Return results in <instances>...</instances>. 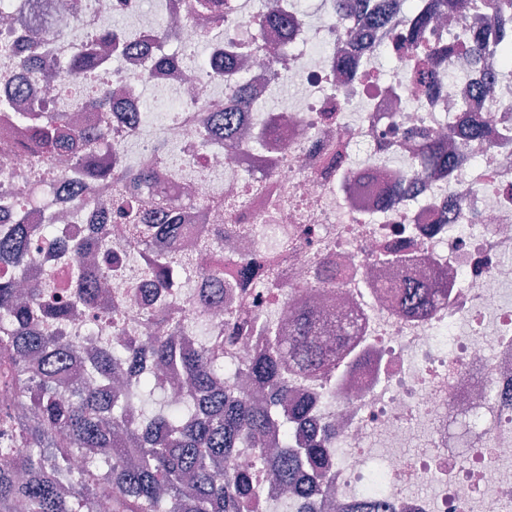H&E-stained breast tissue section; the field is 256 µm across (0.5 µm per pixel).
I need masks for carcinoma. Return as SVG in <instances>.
<instances>
[{
	"mask_svg": "<svg viewBox=\"0 0 512 512\" xmlns=\"http://www.w3.org/2000/svg\"><path fill=\"white\" fill-rule=\"evenodd\" d=\"M486 11L501 38H512V0H475ZM457 0H433L416 14L424 27L436 12H454ZM395 45L417 56L418 69L426 73L439 63L434 53L422 54L401 38ZM89 59L73 61L66 72L69 81L82 84L91 74ZM28 135L15 148L28 154L31 168L47 171L55 157L69 146L77 155V172L85 186L108 180L115 200L101 211L102 224L89 237L61 238L55 224L45 225L49 246L76 261L74 293L67 300L46 294L34 279L29 300L18 301L11 267L27 258L28 238L23 224L0 229V390L11 400L0 409V456L12 466L0 469V512H93L97 501H109L112 512H246L259 493L253 472L234 466L237 452L248 446L257 451L258 465L271 471L278 482L299 496L305 490L300 477L320 476L332 442L312 441L303 448L288 444V427L296 421L284 404L288 397V371L293 364L314 372L335 361L334 352L321 342L319 328L308 315L297 318L290 336L279 328H266L269 348L248 366L251 375L271 385L273 402L255 404L247 395L224 387V349L233 347L241 330L234 320L225 323L224 335L206 340L196 349L183 347L174 334L152 333L170 321L169 312L148 309L144 313L146 335L139 339L117 337L95 348L89 372L95 384L79 381L68 395L57 396L62 373L75 369L81 343L55 333L35 331L40 323L63 321L79 309L99 307L98 288L112 267L102 269L82 262L110 244L112 222L123 224L138 252L149 249V237L167 225L148 226L147 212L128 195V187L149 179V174L129 166L101 169L86 153L109 137V128L89 134L73 125L66 112H27ZM219 118L217 129L224 139L239 135L231 113L207 112L204 122ZM8 144L3 151L14 148ZM422 149L431 163L450 164L448 151L436 142ZM181 252L156 253L143 264L145 275L156 278L159 288L171 287L170 269L184 265ZM427 286L415 282L404 293L414 310L428 304ZM162 363L187 379L197 399L182 405L167 404L159 413L130 417L125 404L141 406L144 394L158 389L145 372V364ZM136 372L134 389L126 393L112 386V374ZM282 433V447L275 455L263 451L264 436L272 429ZM80 453L84 468L76 475L72 457Z\"/></svg>",
	"mask_w": 512,
	"mask_h": 512,
	"instance_id": "carcinoma-1",
	"label": "carcinoma"
}]
</instances>
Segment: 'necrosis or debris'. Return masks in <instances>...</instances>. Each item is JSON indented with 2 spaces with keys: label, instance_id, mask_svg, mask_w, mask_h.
I'll return each instance as SVG.
<instances>
[{
  "label": "necrosis or debris",
  "instance_id": "4bbe7bcc",
  "mask_svg": "<svg viewBox=\"0 0 512 512\" xmlns=\"http://www.w3.org/2000/svg\"><path fill=\"white\" fill-rule=\"evenodd\" d=\"M0 0V104L22 93L26 108L67 112L85 128L108 125L94 150L100 167L122 159L155 172L154 190L138 191L147 212L166 197L178 240L161 235L155 252L209 240L175 278L169 308L183 342L220 335L227 313L244 324L227 358L239 368L264 352L267 323L287 326L309 310L322 321L354 319L339 334L342 371L288 378V407H307L309 428L329 429L330 454L319 492L320 512L382 504L384 512H512V64L482 54L476 37L499 34L488 14L459 0L456 12L414 29L409 0H384L387 24L367 39L365 13L337 23L332 0H288L282 31L259 25L263 0H227L211 11L196 0H56L49 23L30 31L22 5ZM222 41H207L215 14ZM113 28L127 49L113 52L94 75L117 93L101 112L90 95L73 97L62 75L22 81L34 53L58 67L97 51ZM412 35L421 50L444 57L418 97L411 56H390L394 38ZM246 61V100L225 93V44ZM169 99L171 111H147L146 95ZM235 112L245 137L233 149L204 140L202 107ZM288 114L272 131L275 111ZM450 146L452 171L426 173L423 141ZM71 165L34 185L37 203L24 216L0 211L1 224L24 221L35 247L36 273H49V294L69 291L71 271L42 246L47 221L86 236L98 223L109 183L78 208L64 188ZM272 270L276 285L242 279L241 258ZM223 262L224 277L206 271ZM440 274L447 298L427 312L400 308L406 284ZM153 280L113 278L99 310L62 326L64 336L143 333L140 315L157 306ZM126 303L122 327L105 311ZM468 441L467 459L455 451ZM237 465L255 469L263 487L249 512H300L303 503L272 486L251 449Z\"/></svg>",
  "mask_w": 512,
  "mask_h": 512
}]
</instances>
